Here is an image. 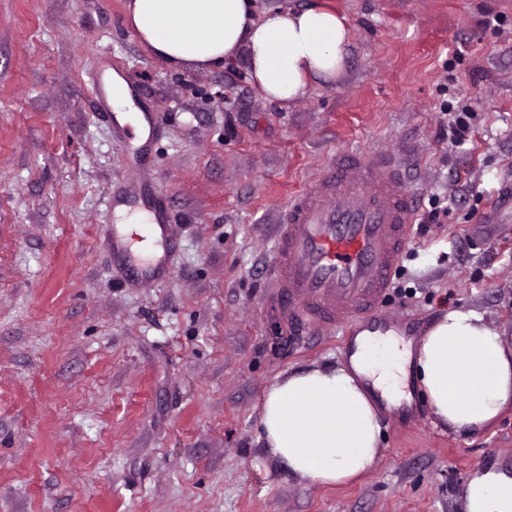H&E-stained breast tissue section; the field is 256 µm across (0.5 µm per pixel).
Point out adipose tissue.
I'll return each mask as SVG.
<instances>
[{
  "label": "adipose tissue",
  "mask_w": 512,
  "mask_h": 512,
  "mask_svg": "<svg viewBox=\"0 0 512 512\" xmlns=\"http://www.w3.org/2000/svg\"><path fill=\"white\" fill-rule=\"evenodd\" d=\"M127 20L152 54L173 70L243 63L263 98L291 104L336 78L350 55L344 16L312 0L304 8L258 11L256 0H129ZM387 361L353 358L349 368L307 367L267 387L260 426L271 458L315 486H338L370 472L381 420L362 377L392 403L405 399L407 365L437 420L480 429L512 403V346L473 310L440 315L417 344L391 337ZM466 512H512V475L476 474Z\"/></svg>",
  "instance_id": "1"
}]
</instances>
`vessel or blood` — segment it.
Instances as JSON below:
<instances>
[{"mask_svg": "<svg viewBox=\"0 0 512 512\" xmlns=\"http://www.w3.org/2000/svg\"><path fill=\"white\" fill-rule=\"evenodd\" d=\"M89 84L99 111L111 113L117 91L108 67L94 71ZM160 117L157 111L129 112L112 123L130 159L109 198L106 236L129 288L166 278L175 240L169 209L147 175L146 143L135 132L144 121L149 136H157ZM411 219V189L395 160L350 154L324 166L274 226L273 295L290 334L357 324L376 333L367 349L370 360H385L390 345L381 330L403 332L411 322L380 308L408 244Z\"/></svg>", "mask_w": 512, "mask_h": 512, "instance_id": "vessel-or-blood-1", "label": "vessel or blood"}]
</instances>
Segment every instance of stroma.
<instances>
[{
  "mask_svg": "<svg viewBox=\"0 0 512 512\" xmlns=\"http://www.w3.org/2000/svg\"><path fill=\"white\" fill-rule=\"evenodd\" d=\"M127 2L0 0V512H463L474 472L512 470V404L457 432L414 392L345 486L270 459V383L344 363L341 334L292 338L272 313V226L321 166L392 152L413 216L383 310L414 314L417 339L472 309L512 344V0H322L352 51L288 106L239 63L169 69ZM105 47L165 127L149 173L178 241L150 288L124 287L97 234L126 165L88 92ZM448 127L450 128V137L455 143H461L466 140L471 130L470 120L472 112L467 106H463L454 112H448Z\"/></svg>",
  "mask_w": 512,
  "mask_h": 512,
  "instance_id": "stroma-1",
  "label": "stroma"
}]
</instances>
